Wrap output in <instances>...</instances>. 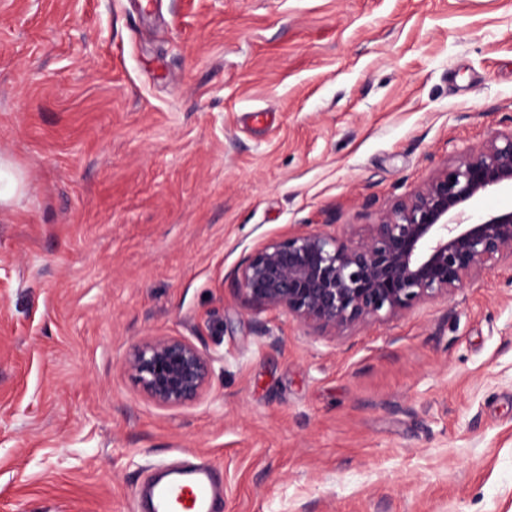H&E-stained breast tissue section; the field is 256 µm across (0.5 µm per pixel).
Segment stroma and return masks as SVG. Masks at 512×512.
<instances>
[{
  "label": "stroma",
  "mask_w": 512,
  "mask_h": 512,
  "mask_svg": "<svg viewBox=\"0 0 512 512\" xmlns=\"http://www.w3.org/2000/svg\"><path fill=\"white\" fill-rule=\"evenodd\" d=\"M510 127L512 0H0V512H140L188 451L224 512H512V267L335 336L231 276ZM23 186L20 172L12 163L0 157V205L14 199ZM211 364L209 355L179 337L145 339L124 360L142 391L165 407L198 399L210 383Z\"/></svg>",
  "instance_id": "stroma-1"
}]
</instances>
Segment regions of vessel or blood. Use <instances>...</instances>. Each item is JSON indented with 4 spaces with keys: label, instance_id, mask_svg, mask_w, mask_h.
<instances>
[{
    "label": "vessel or blood",
    "instance_id": "b4317fda",
    "mask_svg": "<svg viewBox=\"0 0 512 512\" xmlns=\"http://www.w3.org/2000/svg\"><path fill=\"white\" fill-rule=\"evenodd\" d=\"M150 512H222L224 483L209 463L168 468L142 491Z\"/></svg>",
    "mask_w": 512,
    "mask_h": 512
}]
</instances>
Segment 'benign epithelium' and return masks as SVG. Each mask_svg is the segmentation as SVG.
I'll list each match as a JSON object with an SVG mask.
<instances>
[{
	"instance_id": "benign-epithelium-1",
	"label": "benign epithelium",
	"mask_w": 512,
	"mask_h": 512,
	"mask_svg": "<svg viewBox=\"0 0 512 512\" xmlns=\"http://www.w3.org/2000/svg\"><path fill=\"white\" fill-rule=\"evenodd\" d=\"M512 187V128L440 169L364 234L290 231L253 248L234 271L238 290L340 333L446 296L502 263L512 265V210L469 221L481 196ZM212 358L179 337L148 338L124 360L142 391L165 407L198 399Z\"/></svg>"
}]
</instances>
